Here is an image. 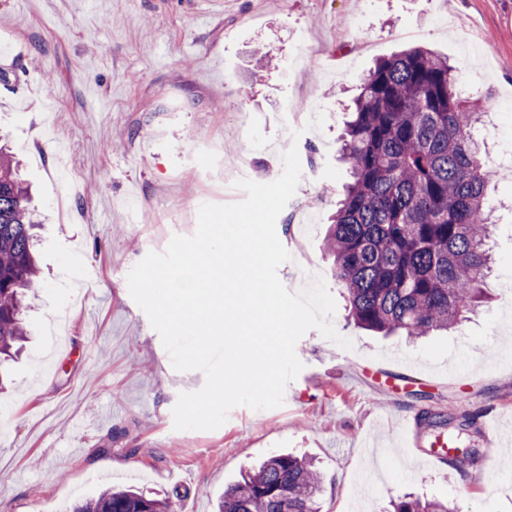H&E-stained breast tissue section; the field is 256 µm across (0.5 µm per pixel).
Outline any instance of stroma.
<instances>
[{"mask_svg": "<svg viewBox=\"0 0 512 512\" xmlns=\"http://www.w3.org/2000/svg\"><path fill=\"white\" fill-rule=\"evenodd\" d=\"M413 46L448 58L461 86L484 95L486 159L497 181L490 303L415 342L347 317L322 243L349 180L339 159L346 107L376 60ZM270 64L257 65V51ZM302 100L321 129L294 135L285 108ZM0 144L21 162L42 229L43 286L28 340L0 393V512H70L106 486L181 495L199 512L247 465L278 453L313 458L319 512H352L347 492L370 466L356 444L384 449L390 498H439L458 512H512V447L499 467L429 465L397 446L404 415L453 423L494 409L512 433V0H0ZM296 147L320 169L300 180L276 221L297 290L313 260L337 306L345 350L307 332L303 368L281 407L233 408L217 429L178 430L180 393L204 384L174 369L129 294L147 252L192 235L202 204L238 202L240 178L267 183ZM182 198L172 212V197ZM412 360L421 383L363 387L362 373Z\"/></svg>", "mask_w": 512, "mask_h": 512, "instance_id": "35a3bbf8", "label": "stroma"}]
</instances>
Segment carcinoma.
Instances as JSON below:
<instances>
[{"mask_svg":"<svg viewBox=\"0 0 512 512\" xmlns=\"http://www.w3.org/2000/svg\"><path fill=\"white\" fill-rule=\"evenodd\" d=\"M448 60L413 48L364 76L340 151L352 182L324 248L357 325L408 338L446 330L485 296L486 190L495 170L475 137L479 109ZM36 213L18 162L0 147V357L27 338L26 296L43 287ZM312 459L275 454L217 498L215 512H318ZM391 512H453L440 500L400 496ZM72 512H172L168 498L102 488Z\"/></svg>","mask_w":512,"mask_h":512,"instance_id":"carcinoma-1","label":"carcinoma"}]
</instances>
